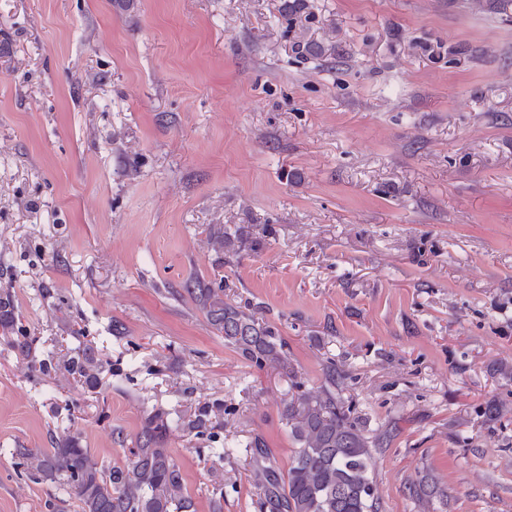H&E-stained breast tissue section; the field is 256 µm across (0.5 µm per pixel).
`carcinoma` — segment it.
Returning <instances> with one entry per match:
<instances>
[{
    "instance_id": "obj_1",
    "label": "carcinoma",
    "mask_w": 512,
    "mask_h": 512,
    "mask_svg": "<svg viewBox=\"0 0 512 512\" xmlns=\"http://www.w3.org/2000/svg\"><path fill=\"white\" fill-rule=\"evenodd\" d=\"M304 9L303 0H283V17L290 26ZM210 241L215 252L225 254L239 252L243 244L241 234L230 228L210 233ZM185 291L224 344L244 360L259 369H288L278 329L224 300L223 285L194 280ZM14 324L12 295L0 292V327L16 331L9 345L29 369L42 375L60 370L90 388L98 385L103 364L91 347L77 348L62 359H39L32 355L29 337ZM324 375L325 388L299 390L284 403L282 420L295 445L285 473L271 465L261 439L245 444L255 460L251 478L260 507L269 512H381L372 449L382 447L385 435H368L352 407L336 396L343 379L336 363L327 362ZM169 430L165 413L147 415L123 465H104L68 428L48 430L51 447L15 448L13 458L32 481L73 488L78 512H195L181 469L164 448Z\"/></svg>"
}]
</instances>
